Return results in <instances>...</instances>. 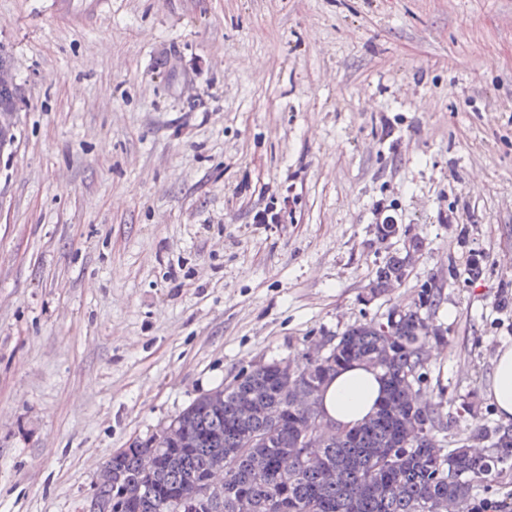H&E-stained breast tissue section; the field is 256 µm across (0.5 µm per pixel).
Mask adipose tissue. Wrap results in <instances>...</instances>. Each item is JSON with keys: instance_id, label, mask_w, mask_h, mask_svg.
I'll return each mask as SVG.
<instances>
[{"instance_id": "ef3b65f1", "label": "adipose tissue", "mask_w": 512, "mask_h": 512, "mask_svg": "<svg viewBox=\"0 0 512 512\" xmlns=\"http://www.w3.org/2000/svg\"><path fill=\"white\" fill-rule=\"evenodd\" d=\"M378 370L354 364L339 371L321 392L320 407L325 421L350 428L369 416L382 393ZM486 396L503 420H512V345H501Z\"/></svg>"}]
</instances>
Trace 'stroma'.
Instances as JSON below:
<instances>
[{
  "label": "stroma",
  "mask_w": 512,
  "mask_h": 512,
  "mask_svg": "<svg viewBox=\"0 0 512 512\" xmlns=\"http://www.w3.org/2000/svg\"><path fill=\"white\" fill-rule=\"evenodd\" d=\"M51 2L0 0L22 95L0 152V512H85L113 453L425 283L423 398L448 440L498 423L512 0H112L80 26ZM274 199L283 223H253ZM408 275L407 255H391L383 261L375 273L369 291L372 296L385 292L391 282L406 279Z\"/></svg>",
  "instance_id": "stroma-1"
}]
</instances>
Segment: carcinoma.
Returning <instances> with one entry per match:
<instances>
[{"mask_svg": "<svg viewBox=\"0 0 512 512\" xmlns=\"http://www.w3.org/2000/svg\"><path fill=\"white\" fill-rule=\"evenodd\" d=\"M407 275V257H387L370 294ZM438 299V288L424 283L413 305L394 309L384 322L346 327L322 358L261 364L198 397L175 416L182 438L170 443L159 434L110 457L112 483L96 485L88 512H435L442 501L453 512H512V498L479 492L512 469V424L474 429L471 442L487 444L486 454L447 449L439 438L446 429L440 405L412 392L431 340L421 311ZM352 362L380 371L383 399L367 420L335 429L317 448L321 467L310 469L294 448L307 429L324 425L319 401L302 413L286 396L322 388ZM257 433L269 441L249 443ZM146 453L157 460L148 476L141 468ZM220 468L223 500L192 498L194 484Z\"/></svg>", "mask_w": 512, "mask_h": 512, "instance_id": "1", "label": "carcinoma"}]
</instances>
